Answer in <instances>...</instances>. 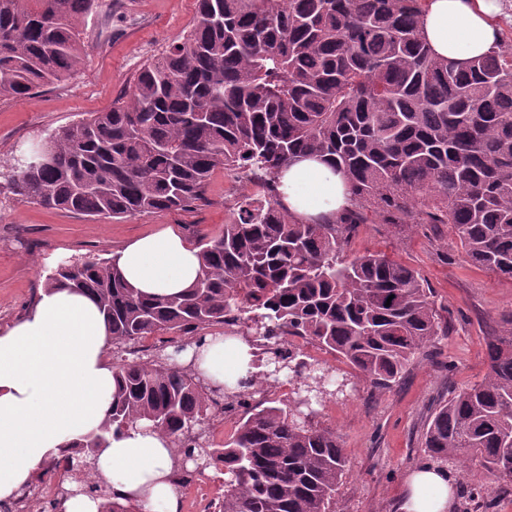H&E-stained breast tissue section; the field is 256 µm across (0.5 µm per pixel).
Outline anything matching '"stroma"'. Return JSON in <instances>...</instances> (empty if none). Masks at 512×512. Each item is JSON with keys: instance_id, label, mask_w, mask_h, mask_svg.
Here are the masks:
<instances>
[{"instance_id": "1", "label": "stroma", "mask_w": 512, "mask_h": 512, "mask_svg": "<svg viewBox=\"0 0 512 512\" xmlns=\"http://www.w3.org/2000/svg\"><path fill=\"white\" fill-rule=\"evenodd\" d=\"M196 0H94L83 25L86 55L68 80L40 88L33 99L0 100V157L16 146L111 108L148 60L192 26ZM253 185L216 168L204 198L179 212L94 220L28 202L0 206V328L22 316L50 270L61 261L110 257L132 238L170 227L189 240L219 237L239 193ZM351 251H378L413 268L431 288L447 335L409 366L388 390L374 389L346 361L324 359L352 387L350 396L320 407L317 421L341 435L347 471L337 512H401L408 475L428 457L422 432L451 389L480 381L487 371L485 338L512 310V279L467 263L448 225L405 228L369 213Z\"/></svg>"}]
</instances>
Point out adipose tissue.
Wrapping results in <instances>:
<instances>
[{"label": "adipose tissue", "instance_id": "obj_1", "mask_svg": "<svg viewBox=\"0 0 512 512\" xmlns=\"http://www.w3.org/2000/svg\"><path fill=\"white\" fill-rule=\"evenodd\" d=\"M500 0H426L423 36L432 52L466 63L500 42ZM283 205L303 221L331 220L350 205L343 176L325 160L306 157L280 179ZM112 263L136 291L169 297L201 274L198 250L166 228L134 239ZM110 336L93 297L63 287L41 289L29 310L0 330V503L15 502L45 461L94 432L112 402L115 382L105 355ZM253 347L236 336H206L182 354L212 388L247 379ZM171 437L130 428L113 432L90 459L113 501L133 512H181ZM403 512H447L451 477L424 465L406 480Z\"/></svg>", "mask_w": 512, "mask_h": 512}]
</instances>
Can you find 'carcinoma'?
<instances>
[{"mask_svg": "<svg viewBox=\"0 0 512 512\" xmlns=\"http://www.w3.org/2000/svg\"><path fill=\"white\" fill-rule=\"evenodd\" d=\"M92 2L0 0L1 99H32L78 71ZM423 2L197 0L192 28L109 110L0 164V194L95 219L184 211L219 166L264 189L237 199L223 235L199 238L201 277L179 296L139 295L110 258L64 261L47 275L45 286L97 301L116 392L97 430L45 462L37 482L71 472L112 431L143 425L172 437L183 462L224 474L215 512H336L343 441L313 417L348 380L291 338L387 389L448 333L411 267L345 255L367 212L387 224H447L466 261L512 278V53L465 67L435 56ZM307 156L344 177L352 207L331 224L301 222L281 204L277 180ZM230 319L234 334L256 336L265 371L226 396L240 412L234 430L200 450L192 436L221 416L219 393L176 358ZM151 336L172 352L134 354ZM486 357L482 380L439 404L423 433L431 461L463 468L472 502L487 475L512 478V311ZM285 386L284 399L268 397Z\"/></svg>", "mask_w": 512, "mask_h": 512, "instance_id": "carcinoma-1", "label": "carcinoma"}]
</instances>
